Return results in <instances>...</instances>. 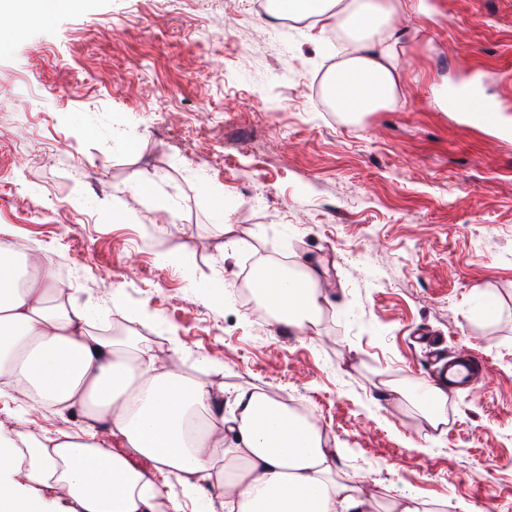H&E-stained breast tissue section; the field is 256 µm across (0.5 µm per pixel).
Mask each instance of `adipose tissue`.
I'll return each instance as SVG.
<instances>
[{
  "label": "adipose tissue",
  "instance_id": "adipose-tissue-1",
  "mask_svg": "<svg viewBox=\"0 0 512 512\" xmlns=\"http://www.w3.org/2000/svg\"><path fill=\"white\" fill-rule=\"evenodd\" d=\"M77 0H30L20 9L0 0V39L73 9ZM400 0H271L275 16L300 15L342 26L356 44L325 79L336 111L350 121L399 102L400 71L392 22ZM0 226V401L18 382L32 406L65 412L80 405L83 426L18 444L0 427V512H47L26 485L53 489L83 512H157L169 479L182 491L172 512H207L192 475L215 479L229 512H380L362 477L336 478L337 448L313 416L259 391L220 400L208 380L157 366L136 336L93 329L86 310L64 297L41 247L17 251ZM250 287L276 322L305 334L329 304L321 271L283 268L276 281ZM415 399L443 431L448 391L419 382L390 385ZM151 460L135 467L109 450L106 436Z\"/></svg>",
  "mask_w": 512,
  "mask_h": 512
}]
</instances>
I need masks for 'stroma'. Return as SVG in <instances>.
I'll list each match as a JSON object with an SVG mask.
<instances>
[{"mask_svg": "<svg viewBox=\"0 0 512 512\" xmlns=\"http://www.w3.org/2000/svg\"><path fill=\"white\" fill-rule=\"evenodd\" d=\"M425 5L395 18L402 103L354 123L313 91L343 49L310 20L254 0H80L0 47V225L46 250L96 328L136 324L168 369L311 406L337 477L365 476L381 503L512 512V0ZM472 69L499 124L435 100ZM263 261L323 271L331 303L308 335L206 293ZM431 330L490 374L449 393L442 434L387 389L428 375ZM83 422L0 403L38 439ZM429 505L434 506L429 507ZM448 505V499L446 496L433 500L431 502L419 501L416 498H408L396 503H391L390 510L385 512H443V506Z\"/></svg>", "mask_w": 512, "mask_h": 512, "instance_id": "35a3bbf8", "label": "stroma"}]
</instances>
